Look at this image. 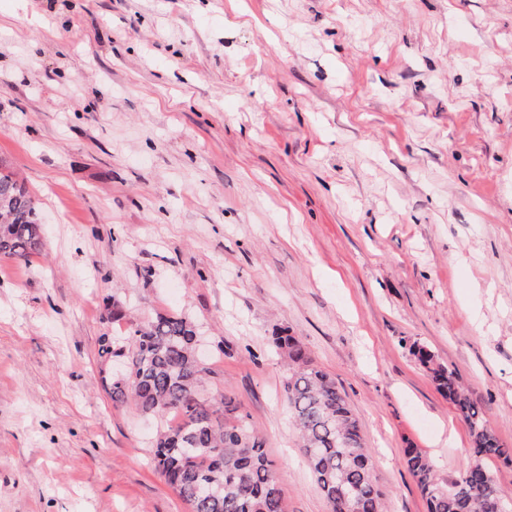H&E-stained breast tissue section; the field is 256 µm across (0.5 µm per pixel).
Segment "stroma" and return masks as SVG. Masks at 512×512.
Here are the masks:
<instances>
[{
    "label": "stroma",
    "instance_id": "obj_1",
    "mask_svg": "<svg viewBox=\"0 0 512 512\" xmlns=\"http://www.w3.org/2000/svg\"><path fill=\"white\" fill-rule=\"evenodd\" d=\"M0 160L44 239L0 258V512H188L98 356L159 314L197 323L285 512L330 509L276 329L385 512H427L404 448L452 479L471 446L414 346L512 448V0H0ZM288 363L284 390L298 444L331 512H384L357 417L335 380L316 367L303 343L288 331L270 336Z\"/></svg>",
    "mask_w": 512,
    "mask_h": 512
}]
</instances>
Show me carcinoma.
Instances as JSON below:
<instances>
[{"mask_svg":"<svg viewBox=\"0 0 512 512\" xmlns=\"http://www.w3.org/2000/svg\"><path fill=\"white\" fill-rule=\"evenodd\" d=\"M42 248L34 199L13 172L0 166V256L27 258ZM198 342L196 325L182 315H158L130 324L122 337H101L102 362L128 360L127 372L109 379L112 403L132 399L147 414L180 416L179 425L158 429L152 462L189 512H284L282 489L247 416L223 394L201 397L205 370L196 361ZM270 343L288 363L284 390L291 422L330 512H384L371 449L345 394L313 364L297 337L277 330ZM413 354L452 402L472 440L469 462L450 481L420 449H404L428 512H492L496 500L512 512V498L501 493L486 465L491 458L512 463V448L501 446L454 372L424 347Z\"/></svg>","mask_w":512,"mask_h":512,"instance_id":"carcinoma-1","label":"carcinoma"}]
</instances>
